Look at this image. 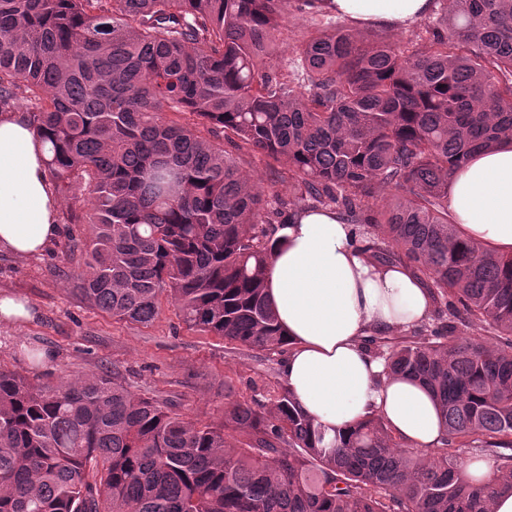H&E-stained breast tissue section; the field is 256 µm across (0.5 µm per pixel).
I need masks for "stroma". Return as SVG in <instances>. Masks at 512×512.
I'll return each instance as SVG.
<instances>
[{
  "label": "stroma",
  "instance_id": "35a3bbf8",
  "mask_svg": "<svg viewBox=\"0 0 512 512\" xmlns=\"http://www.w3.org/2000/svg\"><path fill=\"white\" fill-rule=\"evenodd\" d=\"M84 224L61 225L57 237L33 257L0 252V298L28 306L30 317L0 318V369L41 382L72 374H118L122 382L191 420L224 413V386L238 399L269 401L281 380L283 358L189 329L168 294L150 324L120 321L92 308L77 293L79 252L69 233Z\"/></svg>",
  "mask_w": 512,
  "mask_h": 512
}]
</instances>
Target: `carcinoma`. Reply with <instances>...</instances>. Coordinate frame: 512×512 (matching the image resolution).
I'll return each mask as SVG.
<instances>
[{
	"label": "carcinoma",
	"instance_id": "cac0c4a2",
	"mask_svg": "<svg viewBox=\"0 0 512 512\" xmlns=\"http://www.w3.org/2000/svg\"><path fill=\"white\" fill-rule=\"evenodd\" d=\"M293 0H0V112L49 145L60 222L87 224L78 291L152 322L279 353L263 269L303 210L334 209L434 309L362 347L423 385L445 429L428 452L374 413L328 436L285 384L191 421L119 376L53 385L0 370V512H490L512 493V255L464 239L448 176L512 140V0H440L428 37L361 32L299 0L307 25L268 67ZM287 165L285 198L244 171ZM476 323L489 339L469 336ZM489 458L490 477L462 475Z\"/></svg>",
	"mask_w": 512,
	"mask_h": 512
}]
</instances>
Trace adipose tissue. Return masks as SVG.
Instances as JSON below:
<instances>
[{"label": "adipose tissue", "mask_w": 512, "mask_h": 512, "mask_svg": "<svg viewBox=\"0 0 512 512\" xmlns=\"http://www.w3.org/2000/svg\"><path fill=\"white\" fill-rule=\"evenodd\" d=\"M357 27L401 28L427 16L431 0H322ZM60 200L40 141L25 119L0 117V252L42 253L60 231ZM448 211L474 245L512 252V145L479 150L448 178ZM355 228L331 210L306 211L280 227L264 269L267 300L288 340L282 378L301 408L329 429L375 412L422 450L443 434L436 403L420 384L385 374L361 336L404 332L433 308L429 291L401 264L358 250Z\"/></svg>", "instance_id": "obj_1"}]
</instances>
